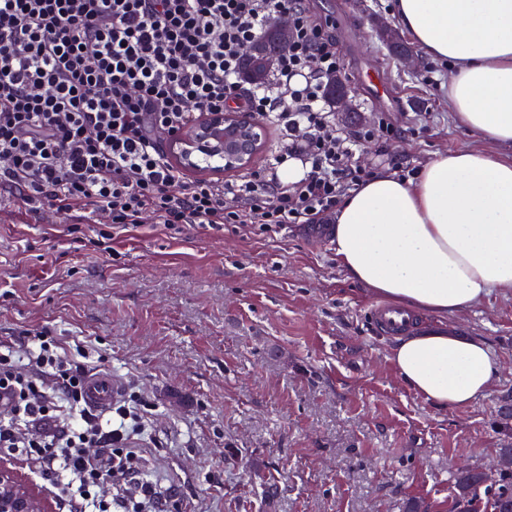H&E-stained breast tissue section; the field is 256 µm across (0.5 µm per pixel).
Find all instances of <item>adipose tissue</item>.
<instances>
[{
  "label": "adipose tissue",
  "mask_w": 512,
  "mask_h": 512,
  "mask_svg": "<svg viewBox=\"0 0 512 512\" xmlns=\"http://www.w3.org/2000/svg\"><path fill=\"white\" fill-rule=\"evenodd\" d=\"M404 32L448 66V110L463 128L512 147V0H396ZM340 267L364 287L440 316L512 289V158L474 149L437 155L417 176H372L331 227ZM398 376L441 409L471 404L498 361L481 338L422 327L398 337Z\"/></svg>",
  "instance_id": "ef3b65f1"
}]
</instances>
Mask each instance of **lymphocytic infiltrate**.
<instances>
[{"instance_id":"lymphocytic-infiltrate-1","label":"lymphocytic infiltrate","mask_w":512,"mask_h":512,"mask_svg":"<svg viewBox=\"0 0 512 512\" xmlns=\"http://www.w3.org/2000/svg\"><path fill=\"white\" fill-rule=\"evenodd\" d=\"M287 16L292 34L265 86L240 77L247 49ZM344 71L330 21L309 0H0V196L70 215L106 214L118 233L146 224H295L316 230L347 191L376 130L337 128L323 85ZM240 109L283 124L269 170L305 166L293 184L252 174L188 179L164 141L201 113ZM26 365L0 344V450L28 461L62 512H168L174 485L148 477L131 441L146 431L126 401H84L85 371L60 344L28 341ZM112 495H102L103 486Z\"/></svg>"}]
</instances>
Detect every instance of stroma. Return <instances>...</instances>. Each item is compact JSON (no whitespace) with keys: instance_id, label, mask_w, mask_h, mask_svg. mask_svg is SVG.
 Segmentation results:
<instances>
[{"instance_id":"35a3bbf8","label":"stroma","mask_w":512,"mask_h":512,"mask_svg":"<svg viewBox=\"0 0 512 512\" xmlns=\"http://www.w3.org/2000/svg\"><path fill=\"white\" fill-rule=\"evenodd\" d=\"M394 5L310 0L336 25L359 127L383 117L397 130L362 141L357 164L506 155L456 124L446 66L420 54L407 65L379 41ZM368 70L384 93L362 82ZM106 230L0 200V342L23 357L27 337L48 332L71 364L138 396L135 445L148 474L176 485L170 512H403L413 498L444 512L459 466L512 446V290L447 317L499 363L483 397L447 411L397 375L394 339L366 320L376 296L340 268L329 231L147 224L106 251Z\"/></svg>"}]
</instances>
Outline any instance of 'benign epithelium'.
Returning a JSON list of instances; mask_svg holds the SVG:
<instances>
[{
    "label": "benign epithelium",
    "mask_w": 512,
    "mask_h": 512,
    "mask_svg": "<svg viewBox=\"0 0 512 512\" xmlns=\"http://www.w3.org/2000/svg\"><path fill=\"white\" fill-rule=\"evenodd\" d=\"M386 44L400 50L401 59L409 62L412 54L403 49V39L390 26L383 29ZM259 124L246 116L230 112H205L194 126L174 136L170 142L181 164L196 169L210 158L224 161V167L213 170H231L246 166L262 148ZM0 512H44L41 502L13 472L0 468Z\"/></svg>",
    "instance_id": "7a95c632"
}]
</instances>
